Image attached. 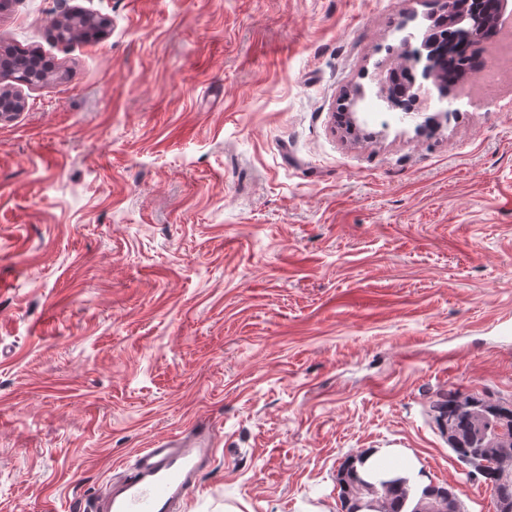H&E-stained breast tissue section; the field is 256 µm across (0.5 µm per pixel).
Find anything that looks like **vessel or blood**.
Wrapping results in <instances>:
<instances>
[{
    "label": "vessel or blood",
    "mask_w": 512,
    "mask_h": 512,
    "mask_svg": "<svg viewBox=\"0 0 512 512\" xmlns=\"http://www.w3.org/2000/svg\"><path fill=\"white\" fill-rule=\"evenodd\" d=\"M215 453L211 430L198 425L141 449L98 501V512H183L191 487Z\"/></svg>",
    "instance_id": "vessel-or-blood-1"
}]
</instances>
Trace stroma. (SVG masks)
<instances>
[{
	"label": "stroma",
	"instance_id": "35a3bbf8",
	"mask_svg": "<svg viewBox=\"0 0 512 512\" xmlns=\"http://www.w3.org/2000/svg\"><path fill=\"white\" fill-rule=\"evenodd\" d=\"M427 0H9L0 46V512H93L133 454L216 459L185 512H343L387 449L496 512L430 411L512 402V91L370 113ZM107 19L56 41L68 13ZM363 86L353 125L340 100ZM360 479V492L365 493H370L374 489L376 483L384 481L383 477L373 474L367 479L362 478L360 475L355 473L352 465H348L341 481L342 500L346 512H356L355 499Z\"/></svg>",
	"mask_w": 512,
	"mask_h": 512
}]
</instances>
